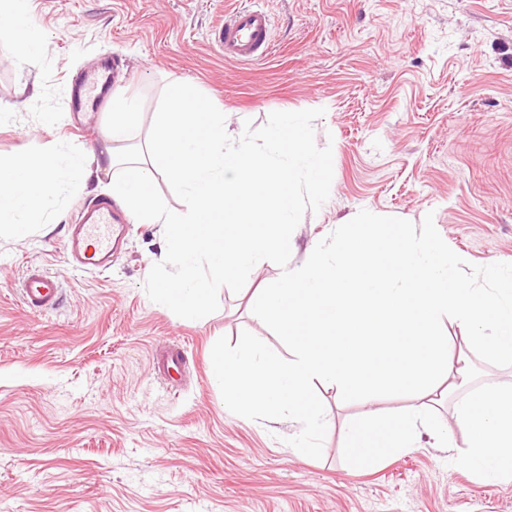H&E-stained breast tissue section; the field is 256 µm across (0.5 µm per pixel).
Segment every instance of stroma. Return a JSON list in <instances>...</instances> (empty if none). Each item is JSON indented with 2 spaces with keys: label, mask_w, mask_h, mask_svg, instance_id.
Segmentation results:
<instances>
[{
  "label": "stroma",
  "mask_w": 512,
  "mask_h": 512,
  "mask_svg": "<svg viewBox=\"0 0 512 512\" xmlns=\"http://www.w3.org/2000/svg\"><path fill=\"white\" fill-rule=\"evenodd\" d=\"M241 0H28L39 51L20 60L0 28V157L53 147L91 157L106 145L108 107L73 116L71 81L115 61L139 115L125 146L145 145L162 92L191 83L226 117L322 108L318 147L333 148L330 196L292 234L289 268L366 209L420 223L433 214L467 262L512 263V0H257L273 21L268 59L243 65L209 40ZM112 172L64 185L18 237L0 234V512H512V481H482L448 459L430 432L416 448L369 466L344 449L352 420L431 402L441 423L455 403L512 387V367L471 357L477 382L447 395L345 402L316 384L329 424L321 458L301 459L288 418L233 414L210 378L220 337L242 332L291 353L257 318L252 293L282 273L263 260L218 310L187 322L152 302L144 282L164 258V228L130 224L103 269L73 268L69 226L108 196ZM38 268L59 279L56 308L37 313L21 282ZM179 371H157L169 348Z\"/></svg>",
  "instance_id": "35a3bbf8"
}]
</instances>
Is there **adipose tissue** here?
Returning a JSON list of instances; mask_svg holds the SVG:
<instances>
[{
  "label": "adipose tissue",
  "instance_id": "adipose-tissue-1",
  "mask_svg": "<svg viewBox=\"0 0 512 512\" xmlns=\"http://www.w3.org/2000/svg\"><path fill=\"white\" fill-rule=\"evenodd\" d=\"M0 23L15 31L20 58L36 53L39 37L27 15L26 0H0ZM81 173V165L60 151L27 162L0 158V228L15 233L26 231L27 221L35 218L63 184ZM486 402L493 404L496 411L484 416L487 430L484 444L467 439L465 447L455 449L453 460L478 478L512 481V420H503L498 415L502 409L512 411V389L459 401L455 406V421L463 428H470ZM434 422L432 406L424 404L396 416L355 423L347 438L350 457L362 465L377 464L392 453L415 447L422 431Z\"/></svg>",
  "mask_w": 512,
  "mask_h": 512
}]
</instances>
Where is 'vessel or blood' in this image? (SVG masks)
<instances>
[{
	"instance_id": "obj_1",
	"label": "vessel or blood",
	"mask_w": 512,
	"mask_h": 512,
	"mask_svg": "<svg viewBox=\"0 0 512 512\" xmlns=\"http://www.w3.org/2000/svg\"><path fill=\"white\" fill-rule=\"evenodd\" d=\"M211 41L225 58L246 63L264 59L272 50L271 17L265 9L239 6L224 13V20L212 32ZM110 91L103 71L97 70L77 77L70 89L68 106L71 112L85 114L97 111ZM128 216L101 198L86 207L77 224L72 225L67 250L80 268L107 266L112 255L121 248ZM26 306L44 312L57 306L60 298L56 277L38 269L30 270L20 290Z\"/></svg>"
}]
</instances>
